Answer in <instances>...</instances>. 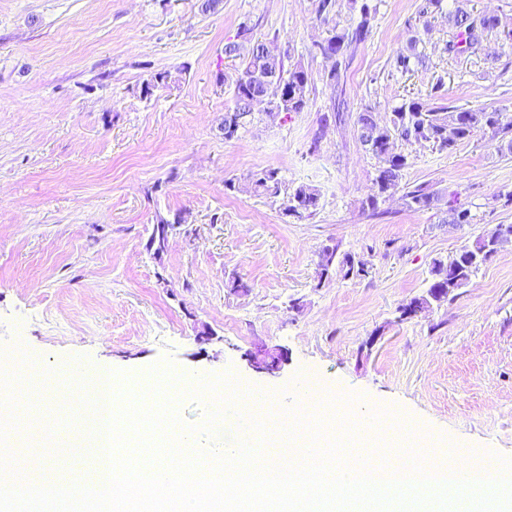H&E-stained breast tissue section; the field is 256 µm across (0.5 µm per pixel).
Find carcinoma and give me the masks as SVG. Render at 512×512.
Wrapping results in <instances>:
<instances>
[{
    "label": "carcinoma",
    "mask_w": 512,
    "mask_h": 512,
    "mask_svg": "<svg viewBox=\"0 0 512 512\" xmlns=\"http://www.w3.org/2000/svg\"><path fill=\"white\" fill-rule=\"evenodd\" d=\"M376 6L371 0H362L361 20L349 30L333 26L328 30L327 42L335 55V62L329 72L331 81L340 79V68L344 58L356 45L364 42L370 31L371 20ZM456 38L448 44L451 54L475 52L484 34L497 32L503 39L502 46L512 51V28L502 27L501 18L495 14L474 17L470 11L458 5L449 13ZM262 70L269 73L273 83L265 86L246 80L251 71ZM230 82L233 105L224 110V118L244 117V122L229 133V139L252 124L254 119L253 102L263 96L268 99L272 112H301L307 104L309 74L301 66L288 68L284 59L268 54L266 45L260 41L251 44L247 57L242 61V70L235 79L222 76V82ZM359 139L363 146L379 160L375 177L378 194L369 197L365 205L374 210L379 199L401 188L403 171L408 166L406 155L393 151L394 140L430 142L439 150H452L458 142L472 136L477 131L491 134L493 139H506L512 149V129L502 127L495 111L448 110L446 106H434L416 99L403 101L391 112L390 124L381 125L373 112L366 109L357 119ZM254 190L262 195L276 197L281 192L282 181L276 169H262L250 174ZM406 205L414 211L429 209L439 201L438 193L423 186H417L404 193ZM319 194L306 185L293 189L288 197V216L301 219L312 215L318 207ZM504 236H512V224H498L491 231L477 237L473 245L465 246L448 263H434L431 269L429 287L446 288L448 293L463 287L480 265L486 263L496 253L495 244Z\"/></svg>",
    "instance_id": "carcinoma-1"
}]
</instances>
